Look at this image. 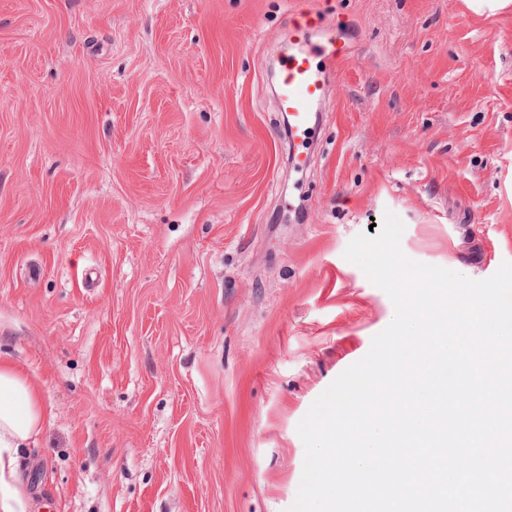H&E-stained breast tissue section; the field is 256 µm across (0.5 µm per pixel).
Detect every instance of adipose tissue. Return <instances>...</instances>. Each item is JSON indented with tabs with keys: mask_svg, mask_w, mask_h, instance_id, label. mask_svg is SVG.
<instances>
[{
	"mask_svg": "<svg viewBox=\"0 0 512 512\" xmlns=\"http://www.w3.org/2000/svg\"><path fill=\"white\" fill-rule=\"evenodd\" d=\"M52 414L22 367L0 358V512H27L19 487V452L35 444Z\"/></svg>",
	"mask_w": 512,
	"mask_h": 512,
	"instance_id": "1",
	"label": "adipose tissue"
}]
</instances>
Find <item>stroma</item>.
Listing matches in <instances>:
<instances>
[{
    "label": "stroma",
    "instance_id": "35a3bbf8",
    "mask_svg": "<svg viewBox=\"0 0 512 512\" xmlns=\"http://www.w3.org/2000/svg\"><path fill=\"white\" fill-rule=\"evenodd\" d=\"M350 57L304 172L288 16ZM512 262V11L464 0H0V355L53 420L29 512H288L297 425L394 317L344 257Z\"/></svg>",
    "mask_w": 512,
    "mask_h": 512
}]
</instances>
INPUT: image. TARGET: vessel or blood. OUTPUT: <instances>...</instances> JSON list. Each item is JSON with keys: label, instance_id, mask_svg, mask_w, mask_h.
<instances>
[{"label": "vessel or blood", "instance_id": "b4317fda", "mask_svg": "<svg viewBox=\"0 0 512 512\" xmlns=\"http://www.w3.org/2000/svg\"><path fill=\"white\" fill-rule=\"evenodd\" d=\"M290 23L292 45L280 62L278 102L288 115V131L297 147L292 163L301 171L308 162L304 148L315 128L313 111L326 95L322 66L345 60L349 49L332 37L314 38L316 21L307 10L294 13Z\"/></svg>", "mask_w": 512, "mask_h": 512}]
</instances>
